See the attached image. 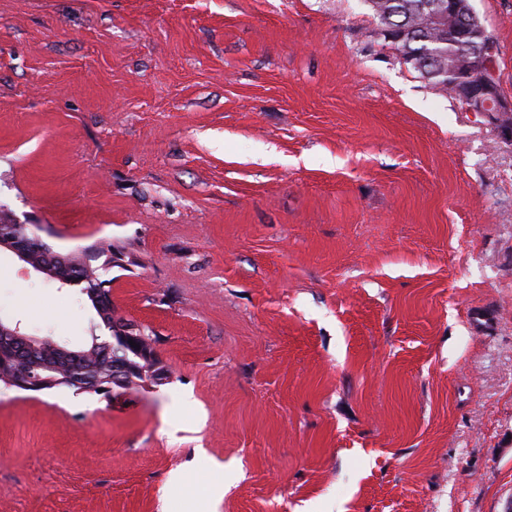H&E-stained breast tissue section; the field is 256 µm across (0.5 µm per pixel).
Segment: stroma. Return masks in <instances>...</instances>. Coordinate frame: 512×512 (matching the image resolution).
Wrapping results in <instances>:
<instances>
[{
	"label": "stroma",
	"mask_w": 512,
	"mask_h": 512,
	"mask_svg": "<svg viewBox=\"0 0 512 512\" xmlns=\"http://www.w3.org/2000/svg\"><path fill=\"white\" fill-rule=\"evenodd\" d=\"M512 99V0H472ZM366 0H0V209L112 243L158 383L0 385V512H504L512 140ZM0 317L107 340L0 252Z\"/></svg>",
	"instance_id": "stroma-1"
}]
</instances>
